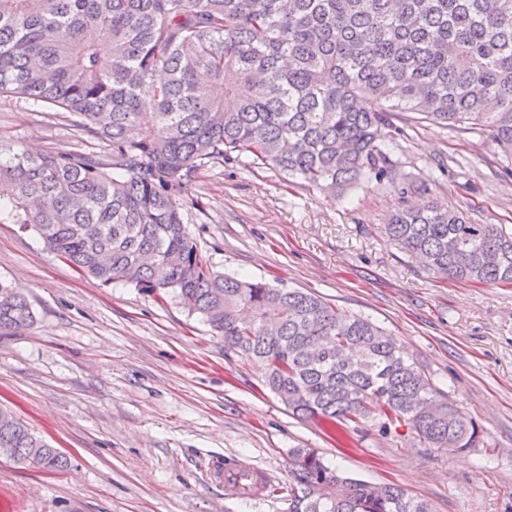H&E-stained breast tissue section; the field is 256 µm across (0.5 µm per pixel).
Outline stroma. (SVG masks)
<instances>
[{"mask_svg":"<svg viewBox=\"0 0 512 512\" xmlns=\"http://www.w3.org/2000/svg\"><path fill=\"white\" fill-rule=\"evenodd\" d=\"M0 141L105 153L60 112L0 98ZM395 184L331 195L232 159L197 170L183 221L214 270L315 293L397 338L482 429L469 453L424 447L407 428L351 424L330 436L293 416L263 369L178 298L80 274L31 229L0 223V281L32 324L0 334V407L68 460L49 471L0 457V512H288L291 454L392 482L433 512H512V284L429 273L382 235L399 209L437 203L512 236V177L478 131L409 118ZM264 468L275 495L228 499L213 462Z\"/></svg>","mask_w":512,"mask_h":512,"instance_id":"stroma-1","label":"stroma"}]
</instances>
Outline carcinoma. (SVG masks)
<instances>
[{"instance_id": "obj_1", "label": "carcinoma", "mask_w": 512, "mask_h": 512, "mask_svg": "<svg viewBox=\"0 0 512 512\" xmlns=\"http://www.w3.org/2000/svg\"><path fill=\"white\" fill-rule=\"evenodd\" d=\"M67 114L107 153H31L0 142V223L104 283L177 294L264 385L329 432L408 427L464 452L476 423L368 318L263 280L213 271L183 224L186 178L234 156L307 186L394 180L413 112L482 130L512 163V0H0V97ZM433 273L512 283V237L431 205L384 225ZM33 320L0 283V331ZM0 456L67 462L0 408ZM288 512H433L395 483L292 454Z\"/></svg>"}]
</instances>
